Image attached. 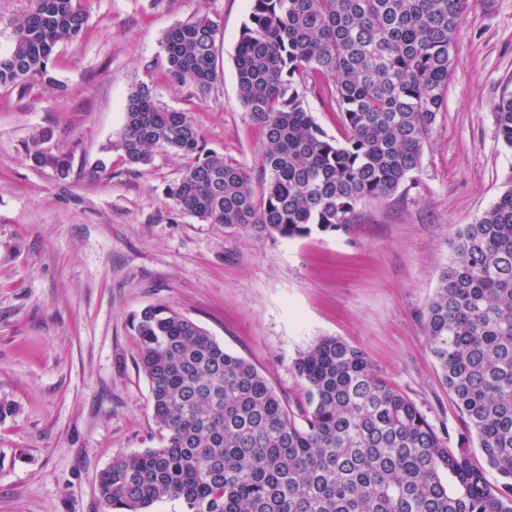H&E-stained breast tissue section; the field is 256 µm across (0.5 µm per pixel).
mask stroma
<instances>
[{"instance_id":"35a3bbf8","label":"stroma","mask_w":512,"mask_h":512,"mask_svg":"<svg viewBox=\"0 0 512 512\" xmlns=\"http://www.w3.org/2000/svg\"><path fill=\"white\" fill-rule=\"evenodd\" d=\"M251 0H89L80 38L57 49V87L0 88V512H102L112 458L158 442L138 367L135 315L162 304L251 363L295 416L298 354L324 337L361 350L435 425L464 433L429 349L425 313L459 228L512 187L495 105L512 93V0H469L446 106L418 172L357 208L349 230L283 240L208 224L167 195L186 161L158 150L132 168L106 152L130 92L189 112L206 149L259 183L262 137L238 95L234 57ZM220 21L206 92L163 74V38ZM71 154L66 178L31 166L40 131ZM105 172H97V162Z\"/></svg>"}]
</instances>
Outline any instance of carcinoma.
Returning <instances> with one entry per match:
<instances>
[{
  "label": "carcinoma",
  "instance_id": "cac0c4a2",
  "mask_svg": "<svg viewBox=\"0 0 512 512\" xmlns=\"http://www.w3.org/2000/svg\"><path fill=\"white\" fill-rule=\"evenodd\" d=\"M468 0H252L235 67L239 98L260 128V192L243 166L205 151L188 113L159 107L147 85L128 96L106 151L131 167L156 148L187 160L167 189L176 209L208 224L292 240L348 229L356 207L393 195L421 166L444 111ZM81 0H30L0 56V87L55 83L59 45L87 23ZM220 24L207 15L170 29L164 71L179 85L215 81ZM326 87L344 131L328 136L304 107ZM512 148V95L495 107ZM26 146L33 166L66 177L71 159ZM427 307L431 353L481 461L451 448L364 354L324 338L293 362L310 411L300 425L258 370L164 305L133 320L151 387L155 448L120 455L97 475L103 512H512V189L453 243Z\"/></svg>",
  "mask_w": 512,
  "mask_h": 512
}]
</instances>
